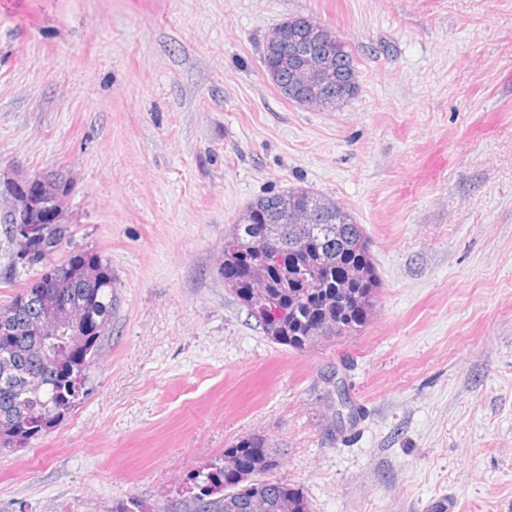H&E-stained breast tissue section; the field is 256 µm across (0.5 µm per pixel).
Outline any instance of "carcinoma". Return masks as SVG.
<instances>
[{
	"instance_id": "carcinoma-1",
	"label": "carcinoma",
	"mask_w": 512,
	"mask_h": 512,
	"mask_svg": "<svg viewBox=\"0 0 512 512\" xmlns=\"http://www.w3.org/2000/svg\"><path fill=\"white\" fill-rule=\"evenodd\" d=\"M333 57L337 74L345 78L355 69L346 44L338 37L322 47ZM263 61L280 71L276 88L288 97V84L299 60L283 66L276 47H264ZM314 192L295 187L261 196L249 204L251 218L234 225L224 242V287L243 303L250 318L272 342L296 349L317 343L325 333L355 334L370 320L379 279L371 257L370 242L361 225L340 203L321 197L324 204L313 210L312 232L299 238L295 225L281 221L283 198L288 208L307 205ZM54 213L45 199L32 201L27 223L41 224L46 237L19 238L15 224L3 217L5 236L12 245V262L5 276H17L31 267L21 263L24 255L39 254L55 236L68 232V225L54 224ZM271 236L275 249L287 259L270 265L253 252V245ZM98 266L101 276L84 283L58 266L59 287H43L42 272L0 306V311L23 325L36 317L44 293L72 294L84 299L80 336L48 341V356L35 349L37 337L15 336L0 327V452L23 448L55 427L74 406L86 371L98 356L100 337L109 327L116 305L112 266L98 254L82 253ZM29 372L44 376L38 390L26 386ZM278 467L275 447L261 437H249L224 452L219 465L197 471L192 485L170 504L154 509L136 498L115 502L112 512H311L300 489L274 477Z\"/></svg>"
}]
</instances>
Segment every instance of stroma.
Instances as JSON below:
<instances>
[{
	"mask_svg": "<svg viewBox=\"0 0 512 512\" xmlns=\"http://www.w3.org/2000/svg\"><path fill=\"white\" fill-rule=\"evenodd\" d=\"M0 0V171H61L117 305L87 395L0 453V512L161 507L261 435L312 512H512V0ZM310 17L357 95L300 107L268 31ZM303 187L362 224L361 332L271 342L224 286L248 203ZM338 377L354 421L328 405ZM322 50L324 53H327L333 57L336 65V72L340 77L346 78L347 76H350L353 70L357 79V72L354 66L353 58L348 50V47L342 40L333 35V41H330L328 44L324 45ZM263 61L268 62L269 66L266 69H278L280 71V80L276 84V88L280 94L288 100V84L293 79V70L298 68V59H289L288 66L284 67L281 61V54L278 47H268L265 40V46L263 51Z\"/></svg>",
	"mask_w": 512,
	"mask_h": 512,
	"instance_id": "1",
	"label": "stroma"
}]
</instances>
